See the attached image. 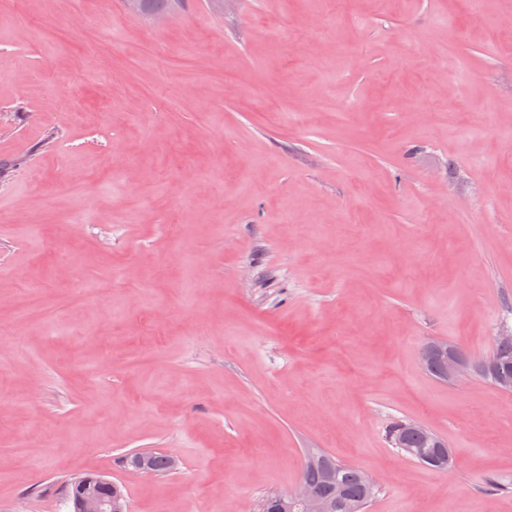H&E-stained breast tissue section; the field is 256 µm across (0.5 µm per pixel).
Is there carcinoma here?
<instances>
[{"label":"carcinoma","instance_id":"obj_1","mask_svg":"<svg viewBox=\"0 0 512 512\" xmlns=\"http://www.w3.org/2000/svg\"><path fill=\"white\" fill-rule=\"evenodd\" d=\"M512 372V339L495 338L493 352L488 357V367L479 376L496 383V376ZM410 459L443 473H451L456 461L448 442L434 433L428 438L419 432L410 434L399 448ZM148 468L155 475L167 474L177 467L176 459L162 452L147 453ZM300 478L315 488L320 502L334 512H367L377 494V489L367 481V472L358 466L344 463L321 448H307L300 471Z\"/></svg>","mask_w":512,"mask_h":512}]
</instances>
